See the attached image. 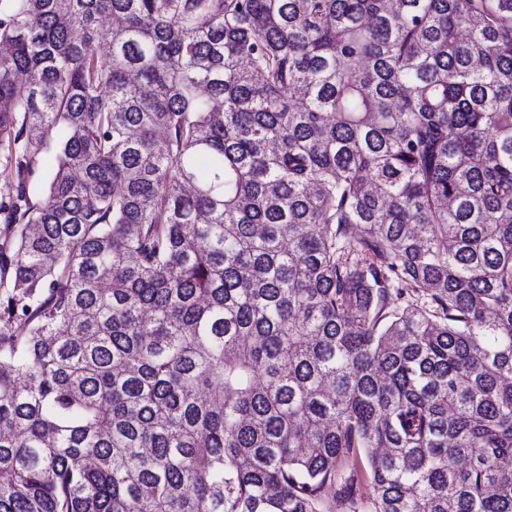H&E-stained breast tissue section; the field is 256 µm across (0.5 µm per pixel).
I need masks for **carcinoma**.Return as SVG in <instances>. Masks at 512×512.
<instances>
[{"label": "carcinoma", "instance_id": "1", "mask_svg": "<svg viewBox=\"0 0 512 512\" xmlns=\"http://www.w3.org/2000/svg\"><path fill=\"white\" fill-rule=\"evenodd\" d=\"M0 178V512H512V0H0Z\"/></svg>", "mask_w": 512, "mask_h": 512}]
</instances>
